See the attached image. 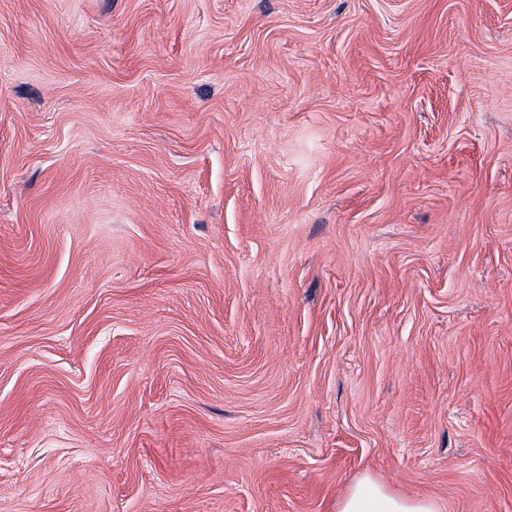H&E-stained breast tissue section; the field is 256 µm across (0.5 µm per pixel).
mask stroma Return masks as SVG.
Returning <instances> with one entry per match:
<instances>
[{"label": "stroma", "instance_id": "obj_1", "mask_svg": "<svg viewBox=\"0 0 512 512\" xmlns=\"http://www.w3.org/2000/svg\"><path fill=\"white\" fill-rule=\"evenodd\" d=\"M512 512V0H0V512ZM336 512H442L437 501L391 492L372 478L360 479L340 500Z\"/></svg>", "mask_w": 512, "mask_h": 512}]
</instances>
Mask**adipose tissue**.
Returning <instances> with one entry per match:
<instances>
[{
	"label": "adipose tissue",
	"mask_w": 512,
	"mask_h": 512,
	"mask_svg": "<svg viewBox=\"0 0 512 512\" xmlns=\"http://www.w3.org/2000/svg\"><path fill=\"white\" fill-rule=\"evenodd\" d=\"M336 512H441V507L434 499L394 493L365 477L340 500Z\"/></svg>",
	"instance_id": "obj_1"
}]
</instances>
